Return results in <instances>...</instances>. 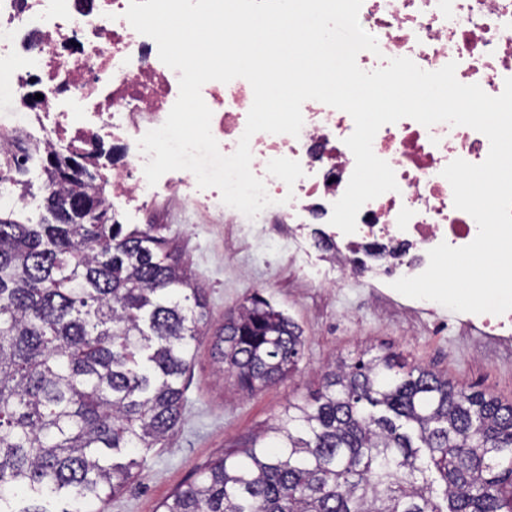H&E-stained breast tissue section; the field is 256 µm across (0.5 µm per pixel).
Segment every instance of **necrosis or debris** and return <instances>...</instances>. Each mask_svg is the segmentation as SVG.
<instances>
[{
  "label": "necrosis or debris",
  "mask_w": 512,
  "mask_h": 512,
  "mask_svg": "<svg viewBox=\"0 0 512 512\" xmlns=\"http://www.w3.org/2000/svg\"><path fill=\"white\" fill-rule=\"evenodd\" d=\"M128 6L129 0H0V74L8 78L11 100L0 114V139L91 155L111 143L105 182L113 198L140 209L164 190L174 207L190 197L209 210L221 194L199 188L192 172H168L155 187L145 178L148 157L138 141L165 122L180 74L162 63L152 38L131 27ZM359 22L378 42L379 54L358 55L373 68L400 57L426 71L452 62L459 82L480 85L491 96L512 77V0H363ZM34 89L43 94L38 111L27 103ZM201 94L221 153H234L253 102L250 83L210 81ZM302 116L299 136L259 132L250 140V169L273 200L256 221L287 225L292 236L307 224L329 223L355 168L345 144L354 130L347 112L308 100ZM372 147L392 168L398 188L361 208L354 233L331 232L326 260L337 273L371 251L373 274L393 282L424 272L429 250L440 243L462 247L475 239L478 226L455 208L442 171L458 158L482 163L490 148L485 135L404 118L382 126ZM280 157L304 171L294 187L267 173L268 162Z\"/></svg>",
  "instance_id": "1"
}]
</instances>
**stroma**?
<instances>
[{"label": "stroma", "mask_w": 512, "mask_h": 512, "mask_svg": "<svg viewBox=\"0 0 512 512\" xmlns=\"http://www.w3.org/2000/svg\"><path fill=\"white\" fill-rule=\"evenodd\" d=\"M109 213L131 227H156L171 260L192 287L204 291L211 327L199 338L182 378L180 423L145 451V464L122 493L107 500L105 512H158L160 503L208 462L276 423L288 402L308 398L337 357L389 350L464 386L512 400V341L481 335L467 314L445 307L421 311L411 298L352 276L339 286L322 287L321 250L313 232L302 241L309 256L302 268L278 225L228 224L220 208L205 214L191 208L173 218L160 200L135 213L121 205ZM255 294L301 327L305 348L286 379L247 394L233 377L217 373L212 337L225 314Z\"/></svg>", "instance_id": "obj_1"}]
</instances>
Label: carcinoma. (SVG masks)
Instances as JSON below:
<instances>
[{
    "mask_svg": "<svg viewBox=\"0 0 512 512\" xmlns=\"http://www.w3.org/2000/svg\"><path fill=\"white\" fill-rule=\"evenodd\" d=\"M45 213L0 219V507L122 492L182 416L205 295L149 230L84 223L103 190L42 154ZM302 331L264 298L224 315L213 357L248 393L297 366ZM162 512H512V402L400 354L335 363L303 402L209 462Z\"/></svg>",
    "mask_w": 512,
    "mask_h": 512,
    "instance_id": "obj_1",
    "label": "carcinoma"
}]
</instances>
